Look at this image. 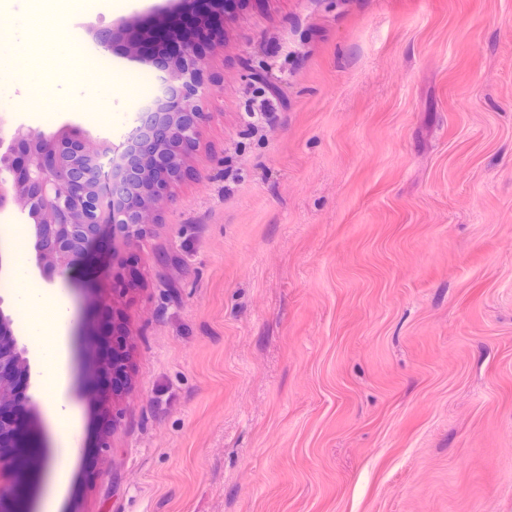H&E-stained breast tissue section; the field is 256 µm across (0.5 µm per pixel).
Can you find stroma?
Returning a JSON list of instances; mask_svg holds the SVG:
<instances>
[{"mask_svg":"<svg viewBox=\"0 0 512 512\" xmlns=\"http://www.w3.org/2000/svg\"><path fill=\"white\" fill-rule=\"evenodd\" d=\"M63 14L33 65L117 21ZM223 26L159 223L58 272L81 446L55 512H512V0H238ZM65 72L101 109L44 90L51 132L121 137L155 93L138 61ZM116 309L114 399L89 379ZM30 422L14 499L45 512ZM129 336L125 333L123 341L115 340L112 336V398H118L125 387H129L130 380L128 377L124 378L126 369L124 364L129 361ZM121 380V385L116 387L115 381Z\"/></svg>","mask_w":512,"mask_h":512,"instance_id":"35a3bbf8","label":"stroma"}]
</instances>
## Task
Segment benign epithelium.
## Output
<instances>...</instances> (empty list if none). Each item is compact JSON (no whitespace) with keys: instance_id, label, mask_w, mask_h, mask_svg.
<instances>
[{"instance_id":"obj_1","label":"benign epithelium","mask_w":512,"mask_h":512,"mask_svg":"<svg viewBox=\"0 0 512 512\" xmlns=\"http://www.w3.org/2000/svg\"><path fill=\"white\" fill-rule=\"evenodd\" d=\"M181 10L159 24L130 29L122 23L96 31L105 48L157 72L159 89L141 106L131 129L117 143L85 150L86 136L69 125L46 134L23 123L0 125V171L12 180L0 182V214L26 204L23 222L34 229L35 268L47 282L64 265L83 255L104 226L112 235L142 233L147 216H158L162 204L185 176L200 147L205 112L201 98L209 92L202 65L203 47L219 32L211 0H179ZM164 27L169 35L156 37ZM129 336L112 340V398L129 387L125 363ZM32 364L21 347L12 320L0 309V487L14 478L6 459L15 440L29 437L26 416L35 408L31 395L14 400L15 387L31 389Z\"/></svg>"}]
</instances>
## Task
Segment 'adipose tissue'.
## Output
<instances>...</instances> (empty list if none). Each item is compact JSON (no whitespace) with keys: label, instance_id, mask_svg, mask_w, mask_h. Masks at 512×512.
Instances as JSON below:
<instances>
[{"label":"adipose tissue","instance_id":"ef3b65f1","mask_svg":"<svg viewBox=\"0 0 512 512\" xmlns=\"http://www.w3.org/2000/svg\"><path fill=\"white\" fill-rule=\"evenodd\" d=\"M47 24V18L36 15L26 0H19L13 11L12 27L0 29V49L9 53L7 66L12 78L9 88H0L1 110H12L17 103L33 106L34 86L46 83L54 87L57 95L81 98L79 83L53 73L32 70L24 58ZM28 233V228L21 225L0 229V237L13 243L15 257L10 275L0 281V287L6 288L14 297L19 327L43 362V407L58 443L55 455L47 462V469L51 476L52 494L57 497L62 494L68 479L67 462L76 456L79 446L76 418L65 397L72 310L63 289L50 285L29 286L25 261Z\"/></svg>","mask_w":512,"mask_h":512}]
</instances>
